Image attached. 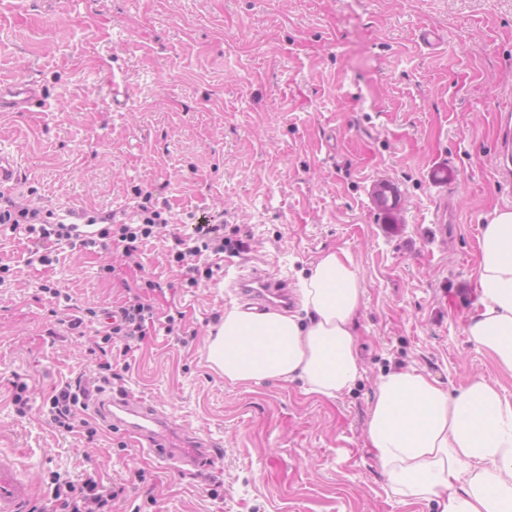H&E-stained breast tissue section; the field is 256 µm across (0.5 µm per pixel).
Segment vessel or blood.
<instances>
[{"instance_id": "obj_1", "label": "vessel or blood", "mask_w": 512, "mask_h": 512, "mask_svg": "<svg viewBox=\"0 0 512 512\" xmlns=\"http://www.w3.org/2000/svg\"><path fill=\"white\" fill-rule=\"evenodd\" d=\"M38 98L34 86L25 79L0 84V111H22ZM231 285L237 294L255 309L270 305L288 306L286 281L267 276L237 275ZM98 411L108 426L123 429L133 436L140 448L181 470L206 467L217 454L218 444L189 431H174L160 410L124 395L103 400ZM31 487L23 478L14 458L0 453V512H20L29 499Z\"/></svg>"}]
</instances>
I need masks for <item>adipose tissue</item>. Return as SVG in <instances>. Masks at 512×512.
Masks as SVG:
<instances>
[{
	"instance_id": "adipose-tissue-1",
	"label": "adipose tissue",
	"mask_w": 512,
	"mask_h": 512,
	"mask_svg": "<svg viewBox=\"0 0 512 512\" xmlns=\"http://www.w3.org/2000/svg\"><path fill=\"white\" fill-rule=\"evenodd\" d=\"M479 299L466 332L512 374V209L491 211L478 240ZM293 312L233 309L210 337L208 361L232 383L301 381L335 399L360 375L355 322L363 304L350 257L324 253L300 281ZM366 435L397 502L438 512H512V399L475 378L458 394L417 370L381 375Z\"/></svg>"
}]
</instances>
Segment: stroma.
Returning <instances> with one entry per match:
<instances>
[{
    "label": "stroma",
    "instance_id": "35a3bbf8",
    "mask_svg": "<svg viewBox=\"0 0 512 512\" xmlns=\"http://www.w3.org/2000/svg\"><path fill=\"white\" fill-rule=\"evenodd\" d=\"M425 28L443 34L438 50L421 45ZM1 77L38 90L28 111L0 112L14 194L74 222L133 217L149 191L182 237L218 224L231 241L192 288L163 239L130 257L63 245L43 267L27 265L29 239L0 233V453L32 487L29 512H55V482L89 474L125 486L112 512H433L387 496L366 424L393 368L512 396V375L465 334L478 237L493 208H512L494 174L512 0H0ZM443 203L456 223H433ZM328 251L352 258L364 288L351 392L225 381L207 344L241 304L226 275L265 271L295 289ZM46 284L83 308L134 291L182 314L183 336L153 330L119 356L111 390L222 441L208 470L176 471L107 426L91 441L47 422L55 387L94 376L101 338L60 324Z\"/></svg>",
    "mask_w": 512,
    "mask_h": 512
}]
</instances>
